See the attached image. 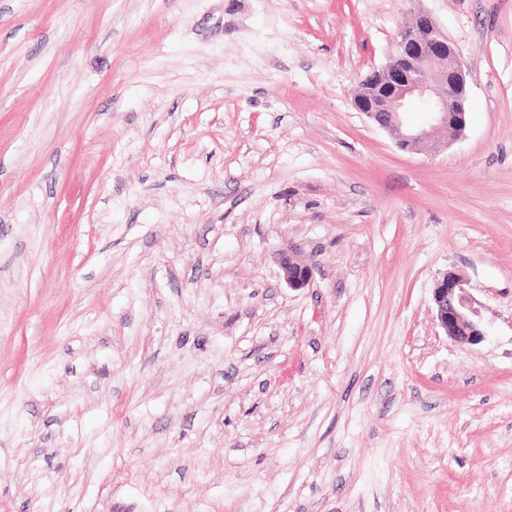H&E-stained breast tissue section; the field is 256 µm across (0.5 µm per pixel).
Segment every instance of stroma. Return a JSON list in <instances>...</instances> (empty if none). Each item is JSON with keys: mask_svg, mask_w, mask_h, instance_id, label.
<instances>
[{"mask_svg": "<svg viewBox=\"0 0 512 512\" xmlns=\"http://www.w3.org/2000/svg\"><path fill=\"white\" fill-rule=\"evenodd\" d=\"M420 12L411 153L353 97ZM0 512H512V0H0ZM467 77L448 34L428 14L418 13L398 33L385 65L359 82L353 102L374 123L379 113H388L386 124H376L395 136L401 150L423 151L436 146L437 130H447L454 137L464 131ZM415 99L428 114L427 123L421 126L406 120L408 106ZM281 266L288 285L293 288H306L310 285L311 274L307 266L294 261L291 257H283ZM432 302L436 321L451 341L477 345L485 340L479 311L458 275L448 272L436 282Z\"/></svg>", "mask_w": 512, "mask_h": 512, "instance_id": "1", "label": "stroma"}]
</instances>
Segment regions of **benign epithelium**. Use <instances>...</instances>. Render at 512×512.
Returning a JSON list of instances; mask_svg holds the SVG:
<instances>
[{
  "label": "benign epithelium",
  "instance_id": "1",
  "mask_svg": "<svg viewBox=\"0 0 512 512\" xmlns=\"http://www.w3.org/2000/svg\"><path fill=\"white\" fill-rule=\"evenodd\" d=\"M467 71L456 47L436 22L425 13L398 33L385 65L368 73L354 96L355 109L374 121L388 113L382 128L395 136L398 147L418 152L434 144V133L446 130L458 136L465 127L468 96ZM419 100L428 114L427 123L407 122L411 101ZM288 285L305 288L311 274L307 266L290 257L281 259ZM435 318L445 335L462 345H478L486 332L464 281L449 272L433 288Z\"/></svg>",
  "mask_w": 512,
  "mask_h": 512
}]
</instances>
